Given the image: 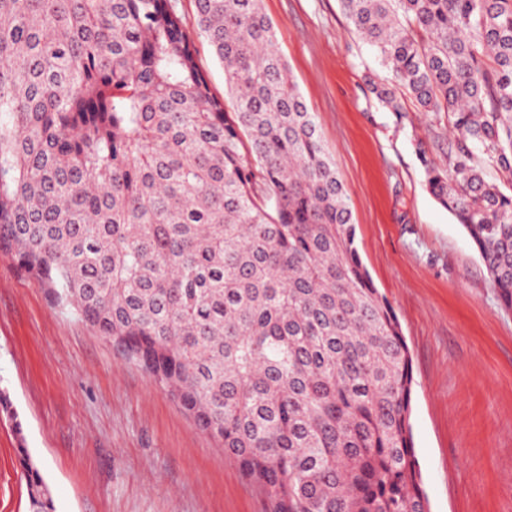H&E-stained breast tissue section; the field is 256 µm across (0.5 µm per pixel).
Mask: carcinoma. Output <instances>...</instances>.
Listing matches in <instances>:
<instances>
[{"instance_id":"1","label":"carcinoma","mask_w":512,"mask_h":512,"mask_svg":"<svg viewBox=\"0 0 512 512\" xmlns=\"http://www.w3.org/2000/svg\"><path fill=\"white\" fill-rule=\"evenodd\" d=\"M0 0V243L123 349L262 490L268 512H429L413 359L355 246L341 180L262 0ZM435 200L512 310V0H340ZM28 512H54L20 450ZM177 9L184 18L185 26L191 34L200 66L206 72L212 92L229 102L224 85V70L215 60L209 43L197 31L196 7L194 0H176Z\"/></svg>"}]
</instances>
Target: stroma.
Here are the masks:
<instances>
[{
  "label": "stroma",
  "mask_w": 512,
  "mask_h": 512,
  "mask_svg": "<svg viewBox=\"0 0 512 512\" xmlns=\"http://www.w3.org/2000/svg\"><path fill=\"white\" fill-rule=\"evenodd\" d=\"M319 124L375 286L413 356L411 425L431 512H512V311L464 229L430 195L416 143L365 84L383 69L339 0H262ZM212 92L224 70L177 0ZM0 512H27L19 449L55 512H266L265 496L168 390L0 252Z\"/></svg>",
  "instance_id": "1"
}]
</instances>
